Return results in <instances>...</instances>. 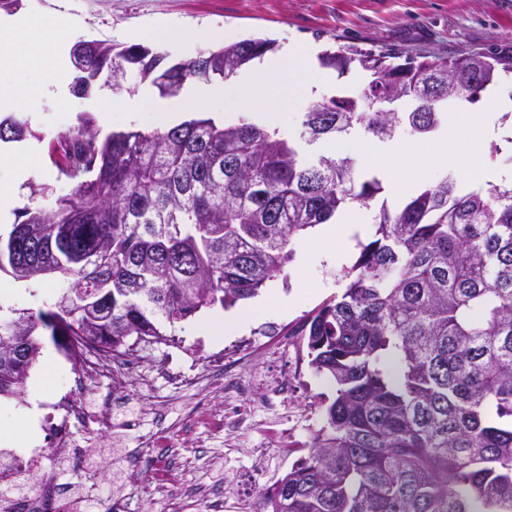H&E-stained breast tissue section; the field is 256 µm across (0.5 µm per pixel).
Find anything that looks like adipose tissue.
Returning <instances> with one entry per match:
<instances>
[{"mask_svg": "<svg viewBox=\"0 0 512 512\" xmlns=\"http://www.w3.org/2000/svg\"><path fill=\"white\" fill-rule=\"evenodd\" d=\"M48 34L53 37V47L47 51L43 48V38ZM67 40L65 29L52 20L35 21L26 15L0 16V69L21 51L31 66L45 71L54 81H61ZM261 71L270 80L287 78L289 86L311 100L318 97L321 86L328 80L316 67L314 50L296 42L265 58ZM255 89V77L245 75L221 85L191 86L186 94L198 101L220 99L233 108L248 103Z\"/></svg>", "mask_w": 512, "mask_h": 512, "instance_id": "obj_1", "label": "adipose tissue"}]
</instances>
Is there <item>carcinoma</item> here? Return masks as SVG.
I'll list each match as a JSON object with an SVG mask.
<instances>
[{"mask_svg":"<svg viewBox=\"0 0 512 512\" xmlns=\"http://www.w3.org/2000/svg\"><path fill=\"white\" fill-rule=\"evenodd\" d=\"M274 45L246 39L166 64L141 45L98 41L71 56L72 91L110 69L120 94L135 69L177 96ZM319 63L340 75L357 66L365 86L313 101L297 139L246 118L104 137L84 118L58 135L49 158L74 191L50 210L17 211L0 272L25 283L58 273L69 286L46 312L0 316V362L12 344L19 355L0 369V394L20 392L40 326L119 350L258 295L294 238L383 190L354 158L307 147L355 129L380 141L427 136L442 103L473 104L512 75V45L435 60L349 47ZM27 132L0 121V141ZM345 278L295 330L336 398L306 457L259 490V512H512V181L460 194L447 175L398 210L381 204L375 238Z\"/></svg>","mask_w":512,"mask_h":512,"instance_id":"cac0c4a2","label":"carcinoma"}]
</instances>
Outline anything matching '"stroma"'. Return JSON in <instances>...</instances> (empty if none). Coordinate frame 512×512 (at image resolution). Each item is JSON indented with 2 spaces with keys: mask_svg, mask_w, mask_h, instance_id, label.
<instances>
[{
  "mask_svg": "<svg viewBox=\"0 0 512 512\" xmlns=\"http://www.w3.org/2000/svg\"><path fill=\"white\" fill-rule=\"evenodd\" d=\"M22 11L34 18L55 20L70 31L72 41L137 43L167 54L172 61L253 37L271 38L281 46L299 42L318 51L354 45L433 58L512 42V0H23ZM171 26L206 32L210 38L183 43L168 37ZM0 78L24 92L11 115L28 123L29 141L41 153L32 182L49 187L47 195L33 199L28 186L20 185L16 188L20 207L33 203L49 209L58 197L72 192V184L59 176L47 151L51 140L78 117H91L104 133L172 125L166 114L151 104L127 108L132 92L145 86L135 70L126 75L127 92L115 94L98 88L85 96L68 94L62 101L48 75L22 57H15ZM507 95V89L493 87L483 92L470 110L449 108L447 114L456 123L449 152L463 157L475 145L480 164L512 173V162L491 159L480 126L469 118L470 112L488 111L493 99ZM334 153L354 157L362 170L378 175L384 191L381 199L370 201L371 214H378L381 204L394 209L404 202L394 176L380 169L355 138L337 139ZM375 230L372 223L361 226L345 250L316 242L311 232L295 238L292 261L271 282L287 297V307L269 310L246 328L228 329L218 339L208 336L201 329L208 316L203 310L176 323L174 335L161 343L135 346L132 358L151 380L156 404L150 407L127 400L117 416L137 415L140 427L120 437L97 423L94 414L95 399L111 392V380L84 385L72 361L57 350L49 331L39 330L40 348L52 358L38 360L20 393L0 395V461L44 448L46 435L40 426L25 447H17L15 438L26 429L25 411L34 403L40 411H47L49 403L72 393L84 404L74 433L90 448V464L107 466L98 488L99 512H111L113 498L120 496L131 500L133 512H209L212 496L227 499L231 512H253L261 487L272 484L305 455L314 433L325 424L327 406L336 397L335 385L311 367L307 340L296 335L295 329L342 292L345 271L356 262L362 244L373 240ZM63 287L60 277H47L10 296L5 305L36 314L50 309ZM219 350L224 353L225 366L232 369V378L252 393L244 405L246 420L233 435L206 421L186 420L197 405H204L212 415L223 413L227 406L229 397L221 392V376L209 365L210 355ZM166 356L172 357L174 369L189 378V385L175 386L159 370L158 363ZM45 375L51 384L42 398H35L33 386ZM278 377L288 384V401L272 406L265 400L264 389ZM159 434L165 437L160 445L155 442ZM150 447L166 460L172 476L202 489V496L171 504L158 492L155 476L131 472L127 458ZM258 448L265 449L264 459H256Z\"/></svg>",
  "mask_w": 512,
  "mask_h": 512,
  "instance_id": "35a3bbf8",
  "label": "stroma"
}]
</instances>
